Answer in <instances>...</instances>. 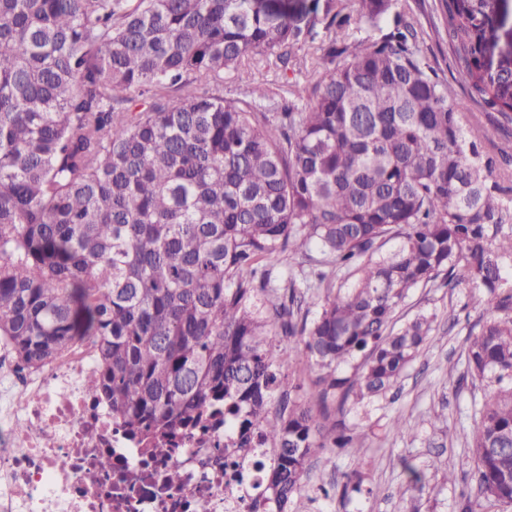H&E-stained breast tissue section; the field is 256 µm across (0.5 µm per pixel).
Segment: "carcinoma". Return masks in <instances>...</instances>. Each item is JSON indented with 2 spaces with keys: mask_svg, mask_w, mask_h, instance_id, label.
<instances>
[{
  "mask_svg": "<svg viewBox=\"0 0 512 512\" xmlns=\"http://www.w3.org/2000/svg\"><path fill=\"white\" fill-rule=\"evenodd\" d=\"M494 8L440 0L458 99L399 0H0V336L33 366L92 338L88 390L134 434L223 406L242 447L277 449L262 479L288 512L323 450L364 443L314 407L393 399L434 331L398 310L468 284L490 314L458 379L486 383L462 512H508L512 158L470 119L512 125L509 61H483ZM300 54L316 80L224 96L243 61L286 72ZM313 251L348 287L313 272L310 320L315 299L262 261ZM272 336L318 372L302 402ZM363 492L355 469L342 496Z\"/></svg>",
  "mask_w": 512,
  "mask_h": 512,
  "instance_id": "obj_1",
  "label": "carcinoma"
}]
</instances>
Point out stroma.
<instances>
[{
    "mask_svg": "<svg viewBox=\"0 0 512 512\" xmlns=\"http://www.w3.org/2000/svg\"><path fill=\"white\" fill-rule=\"evenodd\" d=\"M283 91L284 76L264 59H256L242 70L224 76L225 94L243 88L247 79ZM480 295L468 285L457 288H426L413 293L403 309L404 317L420 312L433 314L435 334L408 368L393 402L363 412L345 406L342 420L347 433L365 437L363 448H330L320 455L316 466L295 495L291 512H461L460 492L474 469L467 434L473 425L472 407L480 402L481 383L457 389L449 367L465 369L466 338L470 327L483 312ZM446 416L439 428H431L434 413ZM409 421L412 434L370 435L369 429L389 418ZM360 469L367 495L317 498L318 486L333 479L344 483L346 474ZM425 473L423 488L409 482L410 470Z\"/></svg>",
    "mask_w": 512,
    "mask_h": 512,
    "instance_id": "stroma-1",
    "label": "stroma"
}]
</instances>
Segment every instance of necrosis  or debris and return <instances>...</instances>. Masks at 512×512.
Here are the masks:
<instances>
[{"mask_svg": "<svg viewBox=\"0 0 512 512\" xmlns=\"http://www.w3.org/2000/svg\"><path fill=\"white\" fill-rule=\"evenodd\" d=\"M100 372L88 338L38 368L0 339V512H270L257 463L275 449L233 447L220 413L161 442L131 437L86 391Z\"/></svg>", "mask_w": 512, "mask_h": 512, "instance_id": "necrosis-or-debris-1", "label": "necrosis or debris"}]
</instances>
